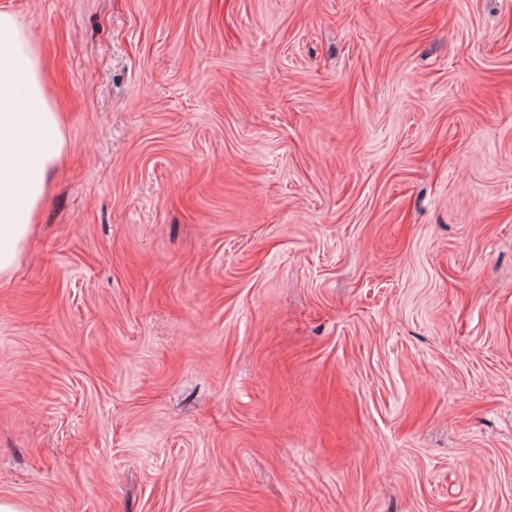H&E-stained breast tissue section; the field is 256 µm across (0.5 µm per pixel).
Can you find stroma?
<instances>
[{
    "label": "stroma",
    "mask_w": 512,
    "mask_h": 512,
    "mask_svg": "<svg viewBox=\"0 0 512 512\" xmlns=\"http://www.w3.org/2000/svg\"><path fill=\"white\" fill-rule=\"evenodd\" d=\"M69 149L0 285L23 512H512V0H0Z\"/></svg>",
    "instance_id": "1"
}]
</instances>
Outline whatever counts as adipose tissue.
Here are the masks:
<instances>
[{
  "label": "adipose tissue",
  "mask_w": 512,
  "mask_h": 512,
  "mask_svg": "<svg viewBox=\"0 0 512 512\" xmlns=\"http://www.w3.org/2000/svg\"><path fill=\"white\" fill-rule=\"evenodd\" d=\"M66 120L47 98L39 51L0 10V279L20 262L50 178L68 150Z\"/></svg>",
  "instance_id": "adipose-tissue-1"
}]
</instances>
